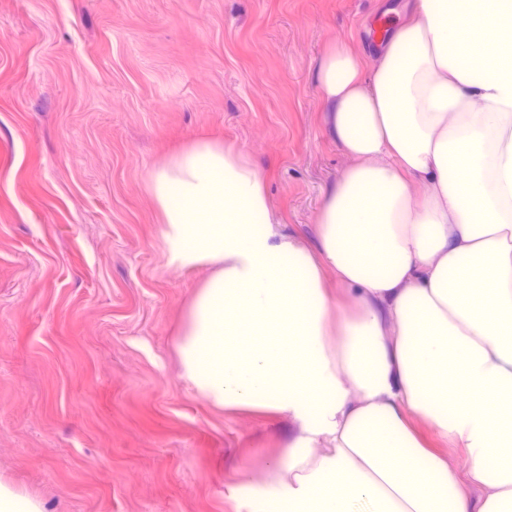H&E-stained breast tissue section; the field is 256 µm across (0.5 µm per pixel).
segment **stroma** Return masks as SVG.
I'll return each mask as SVG.
<instances>
[{"label": "stroma", "instance_id": "35a3bbf8", "mask_svg": "<svg viewBox=\"0 0 512 512\" xmlns=\"http://www.w3.org/2000/svg\"><path fill=\"white\" fill-rule=\"evenodd\" d=\"M400 0H0V474L44 512H255L299 432L211 405L177 342L208 265L169 259L155 166L245 150L314 246L349 158L314 77Z\"/></svg>", "mask_w": 512, "mask_h": 512}]
</instances>
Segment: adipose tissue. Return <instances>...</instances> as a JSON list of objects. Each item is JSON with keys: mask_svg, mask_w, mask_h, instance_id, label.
Returning a JSON list of instances; mask_svg holds the SVG:
<instances>
[{"mask_svg": "<svg viewBox=\"0 0 512 512\" xmlns=\"http://www.w3.org/2000/svg\"><path fill=\"white\" fill-rule=\"evenodd\" d=\"M315 85L352 160L315 248L275 231L241 149L148 174L171 262L214 268L183 376L298 424L258 512H512V0H411L374 57L326 45ZM418 419L466 449L480 503Z\"/></svg>", "mask_w": 512, "mask_h": 512, "instance_id": "ef3b65f1", "label": "adipose tissue"}]
</instances>
